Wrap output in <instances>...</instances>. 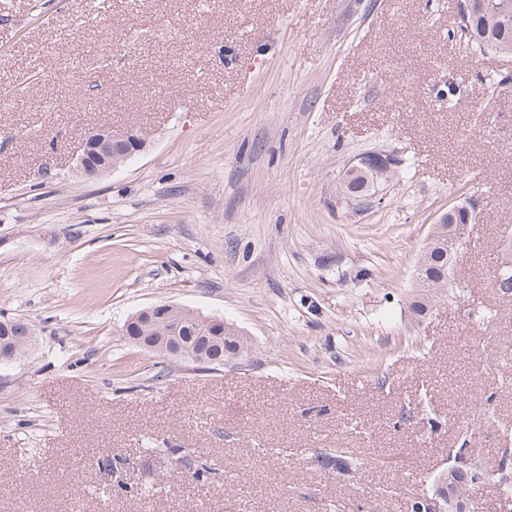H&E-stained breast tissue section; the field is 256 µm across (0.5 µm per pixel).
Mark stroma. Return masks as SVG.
I'll return each mask as SVG.
<instances>
[{
  "mask_svg": "<svg viewBox=\"0 0 512 512\" xmlns=\"http://www.w3.org/2000/svg\"><path fill=\"white\" fill-rule=\"evenodd\" d=\"M458 0H0V512H399L457 448L512 433V56L467 58ZM454 83L452 100L440 89ZM146 149L86 178V132ZM394 181L355 208L344 165ZM475 224L444 297H406L440 211ZM158 304L233 323L246 354L173 363L124 332ZM493 308L491 322L471 312ZM402 430H394L398 416ZM362 461L326 470L336 444ZM213 470L170 481L175 457ZM392 166V159L378 152L362 153L352 159L347 163L342 174L344 192L347 196L346 199L348 201L354 200L352 194L354 184L351 183L353 178L363 177L365 181H367L370 173H373L374 179H376L374 180V185H377V178L383 179L382 176L392 172ZM8 324L14 326L15 334L19 336H15L16 339L13 341L10 331L7 330V335L3 337L0 343V366L16 362L21 357L19 349L27 347L34 335V331L22 323L13 321Z\"/></svg>",
  "mask_w": 512,
  "mask_h": 512,
  "instance_id": "1",
  "label": "stroma"
}]
</instances>
